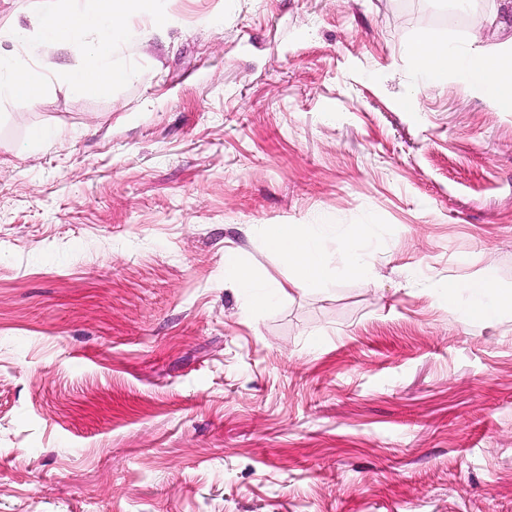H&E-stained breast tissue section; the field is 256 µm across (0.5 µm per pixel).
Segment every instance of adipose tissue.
Wrapping results in <instances>:
<instances>
[{
  "label": "adipose tissue",
  "instance_id": "adipose-tissue-1",
  "mask_svg": "<svg viewBox=\"0 0 512 512\" xmlns=\"http://www.w3.org/2000/svg\"><path fill=\"white\" fill-rule=\"evenodd\" d=\"M460 50V45L437 41L425 31L411 46L410 56L418 76L430 83H440L447 78ZM262 235L266 247L294 270L292 287L300 290L310 283L327 282L328 250L324 240L308 225L266 224ZM224 276L248 295L252 308L258 312L272 308L283 292L282 287L271 289L261 284L255 272L241 262L237 249L230 246L224 249ZM441 294L468 319L512 312V290L497 288L489 280L452 282Z\"/></svg>",
  "mask_w": 512,
  "mask_h": 512
}]
</instances>
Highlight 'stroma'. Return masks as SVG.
Here are the masks:
<instances>
[{"instance_id":"35a3bbf8","label":"stroma","mask_w":512,"mask_h":512,"mask_svg":"<svg viewBox=\"0 0 512 512\" xmlns=\"http://www.w3.org/2000/svg\"><path fill=\"white\" fill-rule=\"evenodd\" d=\"M499 3L166 0L107 97L34 47L48 93L0 99V512H512V312L437 297L512 289V111L408 54H501ZM264 224L335 225L328 287L254 312L224 249L286 284ZM470 52V46H460L451 42H440L432 35L424 31L410 48V56L415 72L422 79L430 83H441L448 76V69L457 61V55L461 50ZM448 306L458 309L467 319H486L495 314L512 312V290L497 288L490 280H466L448 283L439 295Z\"/></svg>"}]
</instances>
